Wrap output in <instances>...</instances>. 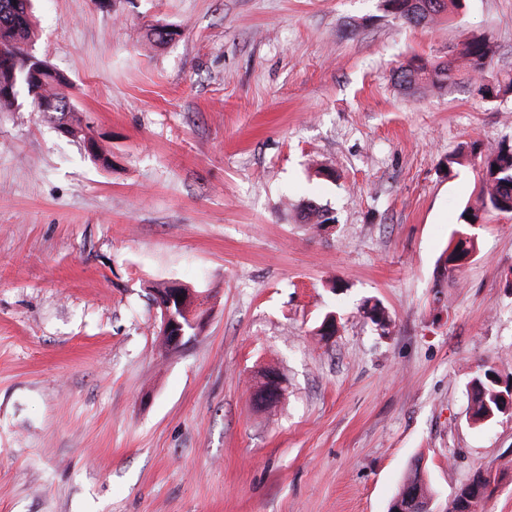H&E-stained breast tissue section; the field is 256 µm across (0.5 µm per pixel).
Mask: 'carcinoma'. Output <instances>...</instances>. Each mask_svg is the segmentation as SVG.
Listing matches in <instances>:
<instances>
[{
    "label": "carcinoma",
    "mask_w": 512,
    "mask_h": 512,
    "mask_svg": "<svg viewBox=\"0 0 512 512\" xmlns=\"http://www.w3.org/2000/svg\"><path fill=\"white\" fill-rule=\"evenodd\" d=\"M30 0H0V84L13 79L15 66H24L30 54L27 46L34 35ZM386 11L394 18L409 24L436 23L442 19L450 21L458 17L465 8V0H384ZM493 55L492 36L473 33L462 41V47L455 56L438 62H428L419 57L410 59L393 70L395 83L408 93H418L429 87H443L453 82L462 70L469 75L481 98L493 101L512 93V75L501 79L491 71ZM67 79L50 69L40 71V78L27 83L24 91L32 96L37 111L46 110L59 114V120L75 137L81 133L78 125L67 120L73 111L72 104L63 88ZM470 155L477 159L479 170L478 204L467 206L461 212L460 223L453 232L448 246L446 263L455 270L461 266L464 257L476 250L475 237L470 227L480 219V212L489 209L503 212L512 206V140H503L496 149L484 152L481 144L473 141L469 146ZM306 219L319 225L335 223V217L328 209L311 201L306 206ZM512 400V382L501 380L498 371L491 365L485 366L482 374L471 382L469 417L475 423H488L509 411L508 400ZM483 471L462 485L454 501L467 499L468 512H478L487 486L482 482ZM418 497L420 505L431 502L436 491L425 471L419 466L411 467L394 499H405L407 493Z\"/></svg>",
    "instance_id": "obj_1"
}]
</instances>
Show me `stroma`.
<instances>
[{
	"instance_id": "1",
	"label": "stroma",
	"mask_w": 512,
	"mask_h": 512,
	"mask_svg": "<svg viewBox=\"0 0 512 512\" xmlns=\"http://www.w3.org/2000/svg\"><path fill=\"white\" fill-rule=\"evenodd\" d=\"M33 8L28 51L82 134L25 95L0 112V512H388L416 462L435 512L479 470L481 512H512V416L468 419L480 367L512 380V215L440 261L479 185L448 156L512 139V95L392 79L485 30L512 73V0L416 27L382 0ZM310 201L335 224L304 223ZM172 282L205 319L164 351ZM270 365L286 392L263 409Z\"/></svg>"
}]
</instances>
